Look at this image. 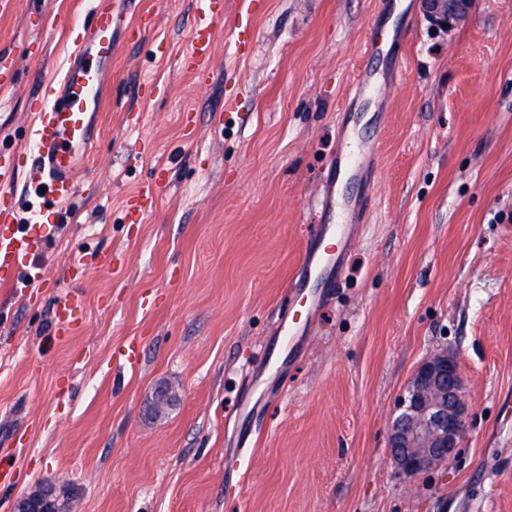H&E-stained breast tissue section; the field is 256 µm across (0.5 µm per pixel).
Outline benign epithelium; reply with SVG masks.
<instances>
[{
    "label": "benign epithelium",
    "instance_id": "7a95c632",
    "mask_svg": "<svg viewBox=\"0 0 512 512\" xmlns=\"http://www.w3.org/2000/svg\"><path fill=\"white\" fill-rule=\"evenodd\" d=\"M470 0H421L424 18L440 31L465 20ZM176 398L168 386L156 388L150 412L164 414ZM467 388L458 358L446 349L423 359L398 399L389 434L391 458L406 476L415 477L451 460L467 430ZM12 512H73V498L46 482L18 497Z\"/></svg>",
    "mask_w": 512,
    "mask_h": 512
}]
</instances>
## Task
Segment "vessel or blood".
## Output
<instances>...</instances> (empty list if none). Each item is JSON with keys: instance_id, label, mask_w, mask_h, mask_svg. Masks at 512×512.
<instances>
[{"instance_id": "1", "label": "vessel or blood", "mask_w": 512, "mask_h": 512, "mask_svg": "<svg viewBox=\"0 0 512 512\" xmlns=\"http://www.w3.org/2000/svg\"><path fill=\"white\" fill-rule=\"evenodd\" d=\"M204 14L191 35V46L183 60L184 68L204 73L211 58V27L224 12L223 0H205ZM131 0H95L90 25L82 27L75 48L61 77L49 84L33 114L29 137L32 166L26 189L35 200L27 207L28 218L19 221L15 179L20 165L17 156L0 154V286L17 288L41 280L39 268L20 273L21 257L38 250L52 224L64 223L68 205L80 186L78 174L88 165L101 124L106 92V76L112 68L119 34L131 33L128 18ZM375 139L356 135L341 136L340 150L332 161L327 178L318 188V201L324 219L315 240L307 243L302 262L289 283L294 296L323 299L340 279L343 268L336 244H348L350 226L341 204L347 185L361 178L364 152L375 146ZM164 186L156 177L138 190L137 201L127 209V221L139 222L150 211ZM77 307L73 297L57 301L56 331L69 334L72 314Z\"/></svg>"}]
</instances>
